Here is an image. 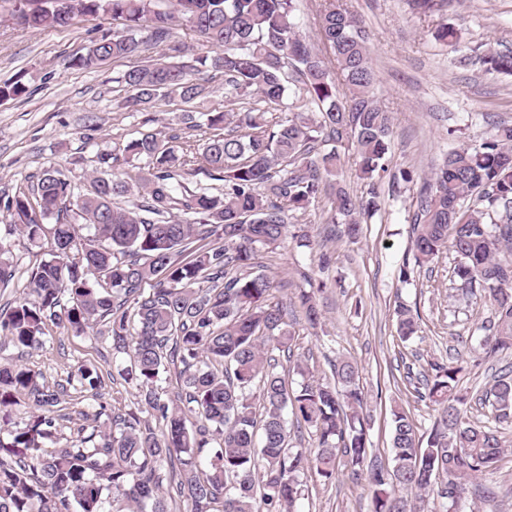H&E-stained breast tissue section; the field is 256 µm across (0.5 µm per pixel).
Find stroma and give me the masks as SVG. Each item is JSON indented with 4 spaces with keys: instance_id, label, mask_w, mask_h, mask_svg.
I'll return each instance as SVG.
<instances>
[{
    "instance_id": "obj_1",
    "label": "stroma",
    "mask_w": 512,
    "mask_h": 512,
    "mask_svg": "<svg viewBox=\"0 0 512 512\" xmlns=\"http://www.w3.org/2000/svg\"><path fill=\"white\" fill-rule=\"evenodd\" d=\"M342 2L370 34L375 96L392 117L389 167L379 187L381 210L353 242L332 233L328 206L319 202L305 223L290 225L286 247L261 250L258 263L283 299L290 295L286 280L298 288L304 285L303 279L293 278L294 269L325 283L320 296L324 323L318 329L296 324L295 359L305 360L314 378L323 382L332 378L330 360L344 356L358 362L368 402L370 455L387 465L393 409H403L420 436H428L432 428L437 412L417 390L432 363L459 355L461 384L475 390L490 381L496 367L512 362L508 354L482 359L479 326L492 310L479 299L462 296L453 274V252L443 251L420 267L410 238L417 193L448 148L480 143L492 124L512 121V76L488 75L459 63L460 57L501 44L512 48V0H448L429 15L418 13L413 0ZM442 24L457 29L458 49L436 39ZM116 30L111 18L102 15L75 18L64 28L27 29L14 15V0H0V85L19 79L28 88L20 98L0 101V250L13 271L11 280L0 284L1 307L20 296L33 268L48 257L43 243L28 241L15 227L7 198L32 192L38 175L49 167L73 185L88 187L100 153L139 132L180 125L185 104L159 98L149 109L132 111L125 108L127 92L117 81L145 58L167 60V46L91 70L68 68V60ZM406 172L411 175L407 181L402 178ZM302 233L310 246H298L296 237ZM323 252L329 257L324 266L319 263ZM405 270L410 273L406 280L401 277ZM401 302L419 315L420 330L408 341L396 329L394 308ZM45 332L42 348L19 350L7 344L0 355L39 373L41 384L66 385V395L54 408L59 434L73 435L84 414L99 407L110 412L133 407L136 389L118 376L129 357L114 349L110 333L74 336L50 322ZM83 363L94 365L101 378L97 396L69 380ZM493 479L502 495L483 498L472 489L468 502L478 512H512L511 452L498 462ZM304 484L297 512H371L369 490L347 470L326 482L310 473Z\"/></svg>"
}]
</instances>
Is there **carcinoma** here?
<instances>
[{"instance_id":"carcinoma-1","label":"carcinoma","mask_w":512,"mask_h":512,"mask_svg":"<svg viewBox=\"0 0 512 512\" xmlns=\"http://www.w3.org/2000/svg\"><path fill=\"white\" fill-rule=\"evenodd\" d=\"M28 2L33 7L17 19L30 29L67 27L66 13L107 12L121 22L122 31L68 62L76 69L167 44L173 26L188 25L214 55L126 70L117 77L126 103L145 109L161 96L203 100L206 69L224 77L225 103L235 109L206 112L202 124L184 113L188 128L205 133L200 143L150 130L100 155L107 170L83 193L48 168L36 186L38 207L24 192L9 199L22 235L46 242L49 259L31 272L27 296L0 308V332L14 347L34 349L44 343L48 318L74 336L105 322L113 345L129 354L120 376L140 400L104 421L102 408L86 415L90 433L81 429L58 446L51 412L61 392L0 357V407L23 394L42 410L15 424L9 443L0 441L17 449L14 459L0 460V512H168L166 469L176 471L175 492L190 512H293L303 475L330 481L342 466L369 488L372 512H416L414 499L430 492L445 500L446 512H475L466 510L468 485L494 473L512 428V366L472 396L460 386L459 362L432 364L421 397L438 416L423 440L405 412H393L390 470L369 458L357 362L336 359L331 383L308 378L299 360L303 381L294 389L276 371L274 351L291 352L294 336L270 278L254 271L257 252L284 246L288 224L305 220L321 199L353 242L379 211L375 189L358 196L335 182L343 142L352 144L361 177L374 182L390 150L391 116L375 99L368 37L356 15L324 0L314 42L299 33L297 0H173L170 10L158 8L160 0ZM473 64L512 75V49L490 47ZM26 93L19 80L0 85V100ZM133 159L145 161L135 175L122 169ZM199 172L219 173L224 188L181 181ZM135 193L137 207L118 203ZM49 216L56 222L44 223ZM82 223L93 237L79 234ZM217 228L224 245L173 260L178 247ZM411 242L419 266L444 249L455 253V277L494 311L480 326V348L488 356L512 353V124L497 122L481 143L448 150L420 188ZM293 305L311 327L321 325L315 289L299 290ZM394 314L401 338L417 332L407 305ZM177 361L185 402L199 418L194 429L180 406L161 398L163 374ZM74 376L100 388L85 364ZM472 401L490 407L494 426L467 420ZM144 408L156 426L140 419ZM287 410L310 430L311 447L289 448Z\"/></svg>"}]
</instances>
